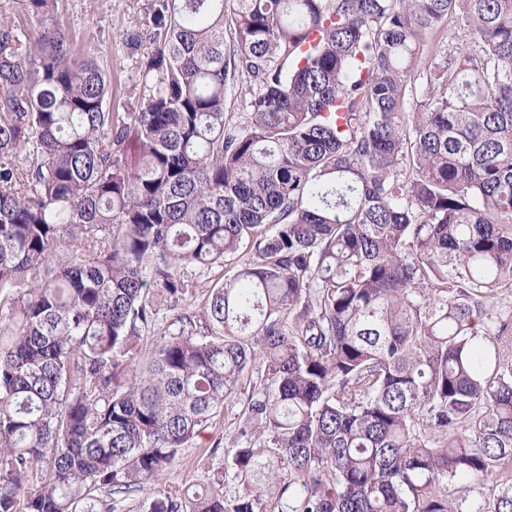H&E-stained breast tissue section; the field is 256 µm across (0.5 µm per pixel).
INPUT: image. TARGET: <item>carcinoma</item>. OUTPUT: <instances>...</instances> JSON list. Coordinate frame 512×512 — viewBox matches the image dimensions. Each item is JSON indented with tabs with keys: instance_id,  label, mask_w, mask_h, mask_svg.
Instances as JSON below:
<instances>
[{
	"instance_id": "obj_1",
	"label": "carcinoma",
	"mask_w": 512,
	"mask_h": 512,
	"mask_svg": "<svg viewBox=\"0 0 512 512\" xmlns=\"http://www.w3.org/2000/svg\"><path fill=\"white\" fill-rule=\"evenodd\" d=\"M27 2L0 19V512H123L246 384L224 474L146 512H512V0H148L138 112ZM242 256L243 254L240 256L235 255L227 257L226 260L224 261V271H221V268L212 270L209 273L207 271H204V273H200L201 270H196V275H193V277H195L194 281L198 283L197 285L200 286H198L196 290V297L193 298L190 302H188V304H186L187 309L199 310L200 308H202L205 301V291L207 287L211 286L213 283V281L211 280H213L214 278L217 279L218 277H221L223 272L224 276L231 275L236 270L237 266L240 263V260H242Z\"/></svg>"
}]
</instances>
